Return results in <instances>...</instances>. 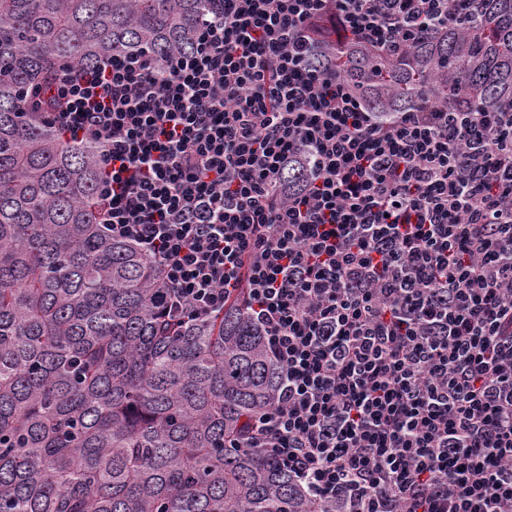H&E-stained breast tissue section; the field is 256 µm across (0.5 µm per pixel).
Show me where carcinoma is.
<instances>
[{"label":"carcinoma","mask_w":512,"mask_h":512,"mask_svg":"<svg viewBox=\"0 0 512 512\" xmlns=\"http://www.w3.org/2000/svg\"><path fill=\"white\" fill-rule=\"evenodd\" d=\"M214 0H0V512H314L288 471L226 448L278 402L281 366L237 302L163 313L156 263L99 224L100 149L43 121L61 64L194 45ZM380 81L325 58L373 112L512 111V0H446Z\"/></svg>","instance_id":"carcinoma-1"}]
</instances>
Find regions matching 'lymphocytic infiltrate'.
<instances>
[{"label":"lymphocytic infiltrate","mask_w":512,"mask_h":512,"mask_svg":"<svg viewBox=\"0 0 512 512\" xmlns=\"http://www.w3.org/2000/svg\"><path fill=\"white\" fill-rule=\"evenodd\" d=\"M443 0H221L191 51L55 73L43 119L101 149L100 222L187 321L242 303L283 368L239 448L317 512H512V113L380 120L308 58L396 59ZM308 178L283 189L288 160Z\"/></svg>","instance_id":"f902f5d3"}]
</instances>
